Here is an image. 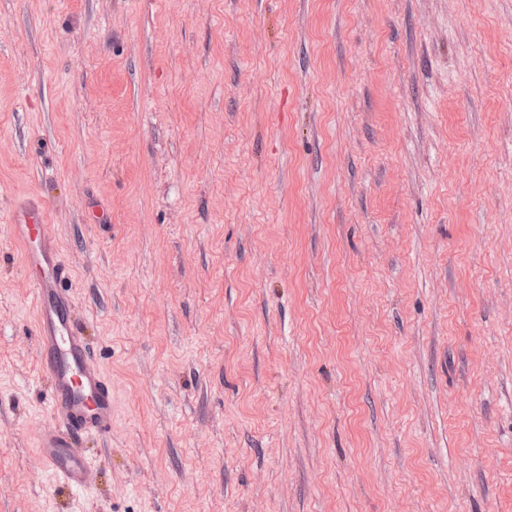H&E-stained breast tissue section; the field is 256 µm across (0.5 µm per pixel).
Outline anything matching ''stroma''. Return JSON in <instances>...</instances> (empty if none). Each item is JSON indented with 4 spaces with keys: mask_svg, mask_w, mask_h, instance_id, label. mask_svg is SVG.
Listing matches in <instances>:
<instances>
[{
    "mask_svg": "<svg viewBox=\"0 0 512 512\" xmlns=\"http://www.w3.org/2000/svg\"><path fill=\"white\" fill-rule=\"evenodd\" d=\"M0 512H512V0H0ZM17 209L12 231L35 284L39 357L51 381L49 405L61 414L59 426L43 435L41 448L50 474L78 489L85 483L89 463L66 453L65 441L74 433L101 432L111 426L112 383L88 364L83 338L66 314L68 300L59 287L69 281L70 271L45 224L44 206L29 200ZM87 394L94 399L92 410L82 398Z\"/></svg>",
    "mask_w": 512,
    "mask_h": 512,
    "instance_id": "35a3bbf8",
    "label": "stroma"
}]
</instances>
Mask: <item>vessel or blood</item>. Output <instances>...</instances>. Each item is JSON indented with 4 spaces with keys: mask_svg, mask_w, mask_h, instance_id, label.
I'll use <instances>...</instances> for the list:
<instances>
[{
    "mask_svg": "<svg viewBox=\"0 0 512 512\" xmlns=\"http://www.w3.org/2000/svg\"><path fill=\"white\" fill-rule=\"evenodd\" d=\"M13 236L23 250L34 284L39 357L51 381L49 404L60 424L42 437L50 474L71 488L85 483L89 463L66 453L65 441L75 433L101 432L112 424V384L88 363L83 338L66 314L68 301L60 287L70 271L63 263L41 202L26 201L13 220Z\"/></svg>",
    "mask_w": 512,
    "mask_h": 512,
    "instance_id": "1",
    "label": "vessel or blood"
}]
</instances>
